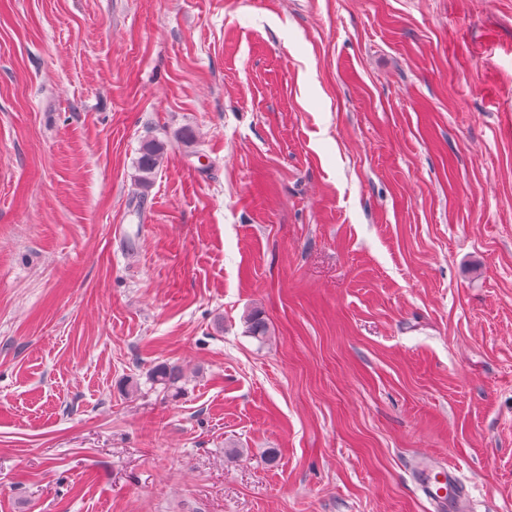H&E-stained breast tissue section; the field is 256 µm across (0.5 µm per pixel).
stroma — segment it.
Wrapping results in <instances>:
<instances>
[{"label": "stroma", "instance_id": "35a3bbf8", "mask_svg": "<svg viewBox=\"0 0 512 512\" xmlns=\"http://www.w3.org/2000/svg\"><path fill=\"white\" fill-rule=\"evenodd\" d=\"M426 459L512 512V0H0V512H435ZM164 146L160 142L149 141L143 144L137 160V169L142 181L150 180L159 168Z\"/></svg>", "mask_w": 512, "mask_h": 512}]
</instances>
